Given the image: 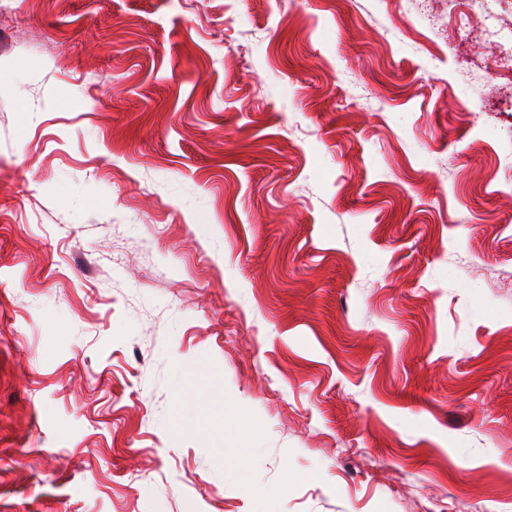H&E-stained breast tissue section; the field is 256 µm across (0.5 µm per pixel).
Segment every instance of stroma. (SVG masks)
Wrapping results in <instances>:
<instances>
[{"mask_svg":"<svg viewBox=\"0 0 512 512\" xmlns=\"http://www.w3.org/2000/svg\"><path fill=\"white\" fill-rule=\"evenodd\" d=\"M512 0H13L0 512H512Z\"/></svg>","mask_w":512,"mask_h":512,"instance_id":"obj_1","label":"stroma"}]
</instances>
